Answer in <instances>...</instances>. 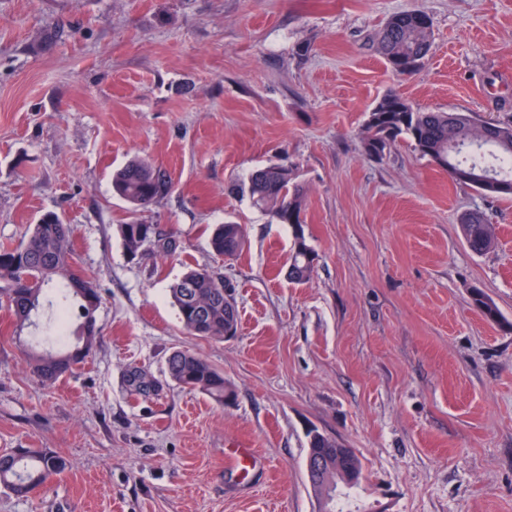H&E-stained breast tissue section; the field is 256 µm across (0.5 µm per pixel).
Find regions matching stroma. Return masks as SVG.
Returning a JSON list of instances; mask_svg holds the SVG:
<instances>
[{
  "label": "stroma",
  "mask_w": 512,
  "mask_h": 512,
  "mask_svg": "<svg viewBox=\"0 0 512 512\" xmlns=\"http://www.w3.org/2000/svg\"><path fill=\"white\" fill-rule=\"evenodd\" d=\"M414 9L433 37L410 77L373 40ZM391 91L512 118V0H0V244L57 213L101 296L90 356L50 386L0 298V454L70 464L29 497L0 488V512H321L314 429L356 451L368 512H512V196L453 182L404 141L366 156V114ZM134 158L173 184L137 212L112 192ZM271 162L303 188L304 284L288 279V225L230 190ZM472 210L498 236L479 255ZM133 217L174 254L129 260ZM227 221L246 229L236 259L209 245ZM190 265L231 285L235 336L184 330L170 288ZM176 350L220 369L231 402L173 385ZM134 370L157 390L133 394ZM239 440L246 474L225 463Z\"/></svg>",
  "instance_id": "obj_1"
}]
</instances>
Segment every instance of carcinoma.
Wrapping results in <instances>:
<instances>
[{
  "mask_svg": "<svg viewBox=\"0 0 512 512\" xmlns=\"http://www.w3.org/2000/svg\"><path fill=\"white\" fill-rule=\"evenodd\" d=\"M431 46V33L410 24L384 27L376 42V50L389 65L399 55L427 56ZM394 143L399 139L410 141L415 150L433 162L446 159L443 165L449 177L471 186L488 197L512 195V189L501 193L491 185L469 182L462 177L465 170H477L496 182L512 185V119L497 123L485 122L469 113L425 112L414 107L397 93L380 98L367 113L361 133L364 153L371 157L375 143L380 140ZM171 189L165 173L141 159H132L112 174V190L128 202L133 210L147 208ZM234 190L248 197L251 204L266 212L279 224L291 229L293 247L288 279L303 284L313 271L316 254L307 243L302 220L303 190L296 182L294 172L281 164H269L252 170ZM465 240L475 253L483 254L496 244V237L486 217L477 212L463 224ZM127 256L136 260L145 249L151 248L160 257L175 252L176 244L158 232L154 224H140L132 219L119 225ZM74 228L64 224L55 213L44 214L32 226L26 240L17 246H0V295L8 299L16 321L13 339L25 346L22 332L32 315L40 307L44 293L63 288L76 306L60 316L62 330H71L75 345L68 351L28 354L31 368L37 378L50 385L71 372L87 356L97 337L96 311L99 295L92 281L86 279L73 262ZM246 244L242 225L227 222L216 226L210 236L214 254L225 258L239 255ZM41 282L43 287L32 284ZM184 329L192 336L207 339L224 338V325L238 321V312L224 279L208 268H191L171 288ZM473 302L489 320L498 317L494 302L478 288L473 289ZM166 373L175 386L197 391L208 396L217 405L233 390L224 381V373L205 359L187 351L177 350L166 361ZM132 391L146 395L155 391L156 383L135 370L130 375ZM336 438L310 432L308 449H329L331 467L339 472L361 471V461L355 452L345 456L336 452ZM67 468L66 460L43 448H18L11 454L0 456V486L16 496L26 497L37 487L60 475Z\"/></svg>",
  "mask_w": 512,
  "mask_h": 512,
  "instance_id": "carcinoma-1",
  "label": "carcinoma"
}]
</instances>
